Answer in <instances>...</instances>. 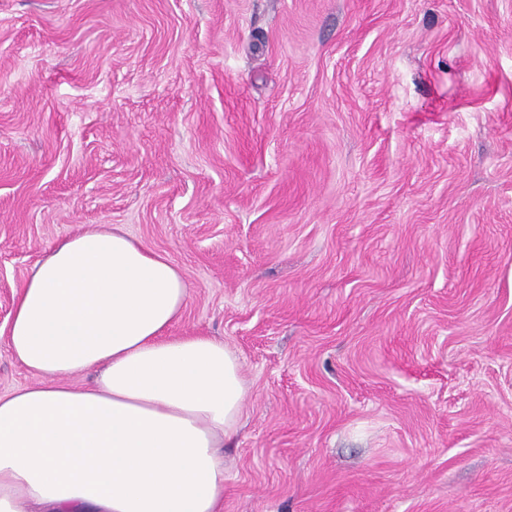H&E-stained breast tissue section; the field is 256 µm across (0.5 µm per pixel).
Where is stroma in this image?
Returning <instances> with one entry per match:
<instances>
[{"label": "stroma", "instance_id": "stroma-1", "mask_svg": "<svg viewBox=\"0 0 512 512\" xmlns=\"http://www.w3.org/2000/svg\"><path fill=\"white\" fill-rule=\"evenodd\" d=\"M112 227L242 363L223 512H512V0H0V394Z\"/></svg>", "mask_w": 512, "mask_h": 512}]
</instances>
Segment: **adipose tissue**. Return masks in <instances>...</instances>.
<instances>
[{
    "label": "adipose tissue",
    "instance_id": "ef3b65f1",
    "mask_svg": "<svg viewBox=\"0 0 512 512\" xmlns=\"http://www.w3.org/2000/svg\"><path fill=\"white\" fill-rule=\"evenodd\" d=\"M188 297L176 264L119 230L35 264L7 346L40 381L0 394V512H221L246 387L223 341L171 336Z\"/></svg>",
    "mask_w": 512,
    "mask_h": 512
}]
</instances>
